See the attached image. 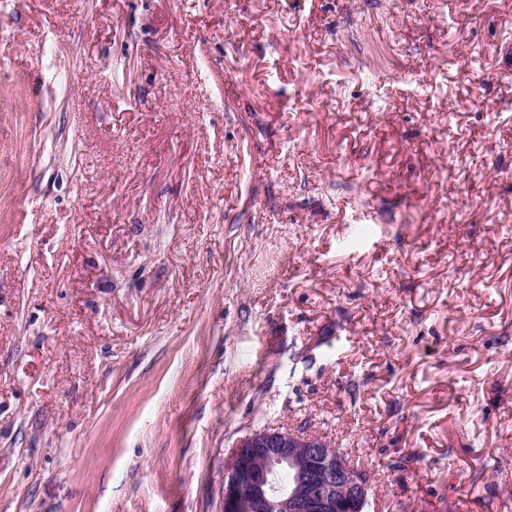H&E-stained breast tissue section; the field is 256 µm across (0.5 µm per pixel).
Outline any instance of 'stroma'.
<instances>
[{
    "instance_id": "stroma-1",
    "label": "stroma",
    "mask_w": 512,
    "mask_h": 512,
    "mask_svg": "<svg viewBox=\"0 0 512 512\" xmlns=\"http://www.w3.org/2000/svg\"><path fill=\"white\" fill-rule=\"evenodd\" d=\"M280 426L512 512V0H0V512Z\"/></svg>"
}]
</instances>
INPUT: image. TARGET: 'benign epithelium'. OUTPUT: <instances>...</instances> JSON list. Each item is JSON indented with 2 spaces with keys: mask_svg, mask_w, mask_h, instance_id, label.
<instances>
[{
  "mask_svg": "<svg viewBox=\"0 0 512 512\" xmlns=\"http://www.w3.org/2000/svg\"><path fill=\"white\" fill-rule=\"evenodd\" d=\"M286 469L288 484L275 481ZM371 484L323 435L263 427L240 437L224 468L221 512H364Z\"/></svg>",
  "mask_w": 512,
  "mask_h": 512,
  "instance_id": "1",
  "label": "benign epithelium"
}]
</instances>
